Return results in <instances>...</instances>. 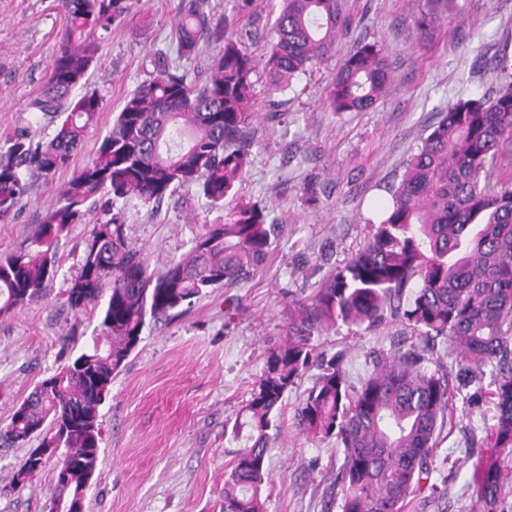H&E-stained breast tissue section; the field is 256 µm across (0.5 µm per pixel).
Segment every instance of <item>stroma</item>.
I'll use <instances>...</instances> for the list:
<instances>
[{"mask_svg":"<svg viewBox=\"0 0 512 512\" xmlns=\"http://www.w3.org/2000/svg\"><path fill=\"white\" fill-rule=\"evenodd\" d=\"M208 5L249 52L265 55L280 0H253L246 14L238 0ZM182 6V0H135L128 22L105 39L101 65L89 79L103 110L85 134L84 150L52 179L34 181L0 220V256L26 249L61 188L111 128L123 97L152 72L150 54L169 43ZM345 15L349 25L328 57L288 89L271 92L265 73L255 76L251 164L236 190L239 199L278 217L272 255L236 287L214 289L145 328L99 407L100 461L87 512H221L224 476L241 446L231 429L246 416L268 350L286 334L289 302L312 295L363 245L371 218L390 202L407 159L440 112L459 96L490 92L498 63L512 72V0H345ZM66 24L59 0H0V136L18 127L51 135L47 117L30 103ZM360 42L383 44L390 90L373 110L330 112L327 88ZM310 186L317 201L308 198ZM101 218L100 208L86 209L61 239L60 267L46 296L0 320V428L37 383L79 353L99 323L98 311L73 314L64 291L79 271L87 231ZM223 219V207L210 205L194 185L177 188L159 210L137 204L126 211L130 241L156 271L179 261L207 225ZM420 345L404 321L389 316L375 327L323 334L315 355H341L355 382L375 353ZM426 365L447 371L453 393L435 475L448 498L439 505L413 502L408 512H472L467 481L494 410L445 347L427 355ZM319 373L310 365L282 402L262 489L265 512H340L329 489L343 455L335 439L312 440L297 425ZM26 453L0 448V512H46L52 466L23 488L9 487Z\"/></svg>","mask_w":512,"mask_h":512,"instance_id":"1","label":"stroma"}]
</instances>
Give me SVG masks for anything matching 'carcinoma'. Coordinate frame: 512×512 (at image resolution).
<instances>
[{"label": "carcinoma", "instance_id": "cac0c4a2", "mask_svg": "<svg viewBox=\"0 0 512 512\" xmlns=\"http://www.w3.org/2000/svg\"><path fill=\"white\" fill-rule=\"evenodd\" d=\"M186 0L175 30L176 58L189 60L203 40L221 44L203 83L161 51L150 78L127 93L112 128L59 193L28 250L0 257V319L46 294L59 268L60 240L81 223L86 205L101 204L104 220L85 237L78 274L64 291L75 313L105 300L97 332L83 350L38 383L0 429V447L39 440L15 472L25 485L47 459L41 448H75L65 470L54 471L47 506L74 503L98 469L99 407L112 379L157 320L210 288H232L268 261L269 213L236 197L249 165L246 133L254 119L253 75L265 70L274 91L328 55L344 25L342 0H283L275 41L262 59L228 34L224 19ZM133 0H62L68 26L50 73L31 108L56 122L53 136L37 140L19 129L0 137V219L32 185L69 167L97 122L102 98L72 96L101 61L104 36L126 22ZM391 74L383 49L357 44L327 93L336 113L365 112L385 92ZM512 155V75L496 78L492 95L459 97L406 164L392 202L371 226L364 245L308 298L288 304V333L267 352L265 369L246 406V443L224 479L223 512H264L269 431L284 396L302 377L312 341L341 326H374L392 299L425 339H446L450 354L481 375L494 368L485 390L494 408L485 428L486 453L468 489L476 512H498L502 461L512 456V179L498 173ZM198 185L203 197L227 208L183 258L155 272L129 241L126 206L159 205L177 188ZM448 379L423 366L413 350L372 361L353 385L332 358L299 410L298 426L312 439L336 438L343 463L334 485L341 512H405L413 496L448 495L432 481L437 430L450 412Z\"/></svg>", "mask_w": 512, "mask_h": 512}]
</instances>
